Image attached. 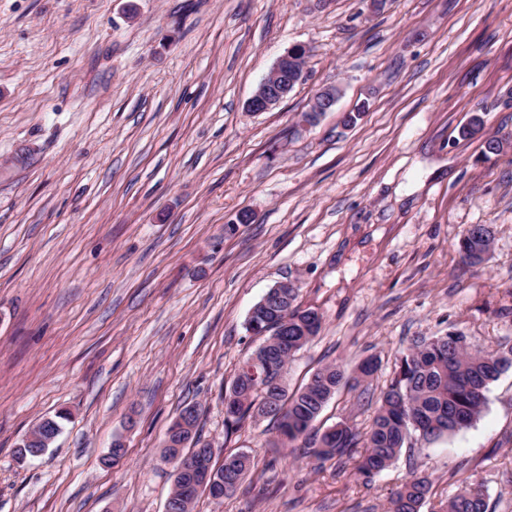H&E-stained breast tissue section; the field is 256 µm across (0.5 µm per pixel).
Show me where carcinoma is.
Masks as SVG:
<instances>
[{
    "mask_svg": "<svg viewBox=\"0 0 512 512\" xmlns=\"http://www.w3.org/2000/svg\"><path fill=\"white\" fill-rule=\"evenodd\" d=\"M491 244L489 227L474 224L461 237L459 251L467 261L476 264L483 261ZM296 293L297 289L290 288L288 305L261 306L248 317L246 329L259 337L261 343L245 359L225 391L226 425L232 428L247 417H268L277 433L274 444L284 448L298 443L306 449V456L317 461L349 458L362 446L365 453L357 469L367 477L375 476L393 463L411 437L431 443L470 426L484 408L490 383L512 369V347L480 349L456 332L417 336L400 353L367 432L360 433L339 423L319 433L314 430V423L336 391L343 386L359 385L373 375L377 362L365 359L354 375L347 374L339 365L326 364L316 370L304 387L288 394V363L318 335L322 325L320 320L309 321L312 310L295 305ZM186 414L193 430V448L178 458L166 449L162 454L163 461L174 470L171 494L180 504L178 512H192L200 495L189 461L212 447L198 434L199 413L194 406L180 411L167 436H172ZM224 458L234 464V469L224 471L228 495L244 480L253 466V458L243 451L227 453ZM431 487L427 477H413L390 494L386 512H420ZM434 512H488V504L481 487L467 483L451 497L439 501Z\"/></svg>",
    "mask_w": 512,
    "mask_h": 512,
    "instance_id": "cac0c4a2",
    "label": "carcinoma"
}]
</instances>
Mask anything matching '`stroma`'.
<instances>
[{
  "instance_id": "stroma-1",
  "label": "stroma",
  "mask_w": 512,
  "mask_h": 512,
  "mask_svg": "<svg viewBox=\"0 0 512 512\" xmlns=\"http://www.w3.org/2000/svg\"><path fill=\"white\" fill-rule=\"evenodd\" d=\"M294 46L307 80L247 112ZM325 84L335 108L302 125ZM473 224L494 233L477 265L459 252ZM284 280L322 317L289 391L378 361L322 430L369 429L412 337L512 346V0H0V512H165L162 444L191 405L204 440L255 461L194 512H384L415 475L436 501L469 476L512 512V370L471 426L370 478L272 447L269 419L226 427L259 344L248 313ZM60 412L54 443L18 461Z\"/></svg>"
}]
</instances>
